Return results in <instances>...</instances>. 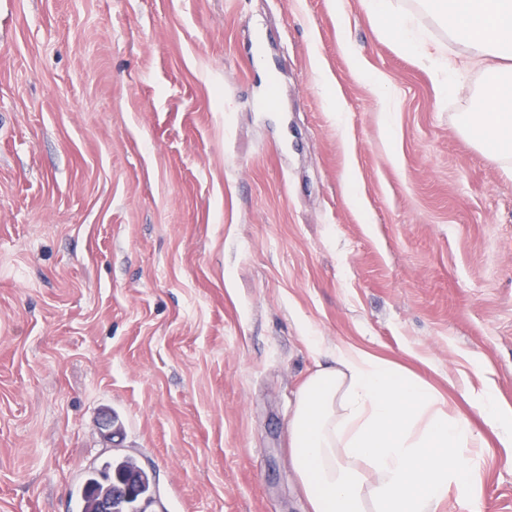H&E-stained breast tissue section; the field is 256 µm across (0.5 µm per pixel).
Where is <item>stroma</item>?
<instances>
[{"label": "stroma", "mask_w": 512, "mask_h": 512, "mask_svg": "<svg viewBox=\"0 0 512 512\" xmlns=\"http://www.w3.org/2000/svg\"><path fill=\"white\" fill-rule=\"evenodd\" d=\"M449 58L443 98L362 0H0V512H76L107 410L155 512H308L288 418L347 346L470 419L512 512L471 404L512 417V174Z\"/></svg>", "instance_id": "obj_1"}]
</instances>
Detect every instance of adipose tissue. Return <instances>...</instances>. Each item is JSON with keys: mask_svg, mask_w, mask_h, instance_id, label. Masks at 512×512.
Wrapping results in <instances>:
<instances>
[{"mask_svg": "<svg viewBox=\"0 0 512 512\" xmlns=\"http://www.w3.org/2000/svg\"><path fill=\"white\" fill-rule=\"evenodd\" d=\"M367 12L392 22L399 47L436 77L440 95L455 78L445 53L430 49L396 0H362ZM447 35L487 64L485 84L462 129L477 136L496 162L512 159V0H416ZM292 466L309 512H437L449 487L481 512L469 448L481 436L463 416H449L435 392L369 353L336 350V363L313 372L288 419Z\"/></svg>", "mask_w": 512, "mask_h": 512, "instance_id": "adipose-tissue-1", "label": "adipose tissue"}]
</instances>
